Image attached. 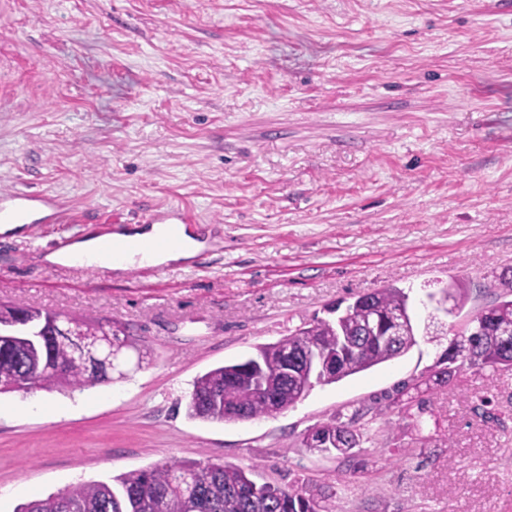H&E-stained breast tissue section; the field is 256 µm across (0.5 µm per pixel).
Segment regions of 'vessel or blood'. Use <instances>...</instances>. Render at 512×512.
<instances>
[{"mask_svg": "<svg viewBox=\"0 0 512 512\" xmlns=\"http://www.w3.org/2000/svg\"><path fill=\"white\" fill-rule=\"evenodd\" d=\"M137 220L142 224L195 223L194 214L182 206H160L141 210ZM81 218L70 211L55 193L46 190H10L0 193V222L4 224H77ZM110 252L147 253L176 246L173 238L141 242L113 240L111 232L100 235Z\"/></svg>", "mask_w": 512, "mask_h": 512, "instance_id": "obj_1", "label": "vessel or blood"}]
</instances>
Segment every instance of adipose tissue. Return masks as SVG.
I'll use <instances>...</instances> for the list:
<instances>
[{
    "label": "adipose tissue",
    "mask_w": 512,
    "mask_h": 512,
    "mask_svg": "<svg viewBox=\"0 0 512 512\" xmlns=\"http://www.w3.org/2000/svg\"><path fill=\"white\" fill-rule=\"evenodd\" d=\"M173 236L179 241L177 247L147 256L128 253L108 256L102 248L99 238L90 237L72 245L65 253V261L79 264L106 266L114 270H124L136 264H160L166 262L187 261L201 249L202 244L181 224H154L133 233V240L152 239Z\"/></svg>",
    "instance_id": "1"
}]
</instances>
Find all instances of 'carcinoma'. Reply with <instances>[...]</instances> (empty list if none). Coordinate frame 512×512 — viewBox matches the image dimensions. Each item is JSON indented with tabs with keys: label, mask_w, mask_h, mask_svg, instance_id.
I'll use <instances>...</instances> for the list:
<instances>
[{
	"label": "carcinoma",
	"mask_w": 512,
	"mask_h": 512,
	"mask_svg": "<svg viewBox=\"0 0 512 512\" xmlns=\"http://www.w3.org/2000/svg\"><path fill=\"white\" fill-rule=\"evenodd\" d=\"M508 291L465 315L469 325L439 356L436 370L413 383L424 393L450 381L459 366L512 368V273ZM409 296L394 286L353 298L336 317L315 318L272 343L256 346L249 362L224 364L198 376L189 395L192 419L224 423L274 416L302 400L314 385H330L399 358L417 344ZM58 316L0 305V394L27 379L34 388L76 391L105 378L91 370L69 336H51ZM364 438L355 419L318 425L303 445L349 460ZM336 490L257 483L251 472L221 463L166 461L108 481L77 483L32 500L17 512H338Z\"/></svg>",
	"instance_id": "obj_1"
}]
</instances>
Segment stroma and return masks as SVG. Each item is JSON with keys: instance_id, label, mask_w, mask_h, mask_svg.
<instances>
[{"instance_id": "35a3bbf8", "label": "stroma", "mask_w": 512, "mask_h": 512, "mask_svg": "<svg viewBox=\"0 0 512 512\" xmlns=\"http://www.w3.org/2000/svg\"><path fill=\"white\" fill-rule=\"evenodd\" d=\"M122 218L196 214L203 249L141 277L50 262L86 224L0 232V302L116 324L121 378L0 395V512L167 460L334 484L341 512H512V371L401 392L449 336L288 411L189 418L197 376L336 301L458 281L468 310L512 270V0H0V192ZM362 411L353 461L304 434Z\"/></svg>"}]
</instances>
